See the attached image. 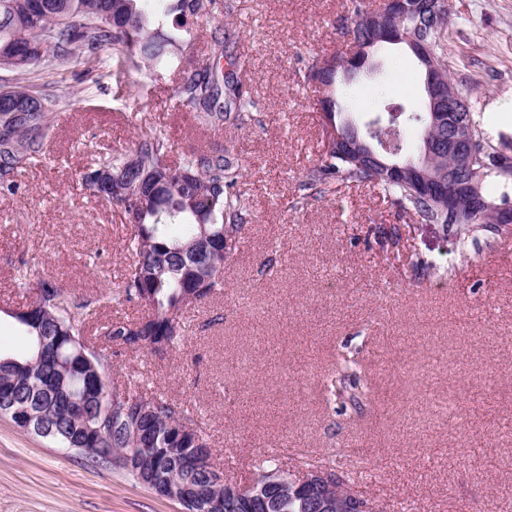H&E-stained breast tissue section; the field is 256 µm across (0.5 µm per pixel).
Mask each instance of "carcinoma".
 Returning a JSON list of instances; mask_svg holds the SVG:
<instances>
[{"instance_id": "1", "label": "carcinoma", "mask_w": 512, "mask_h": 512, "mask_svg": "<svg viewBox=\"0 0 512 512\" xmlns=\"http://www.w3.org/2000/svg\"><path fill=\"white\" fill-rule=\"evenodd\" d=\"M141 0H0V72L12 78L0 84V99L18 98L35 103L22 120L0 108V193H12L16 175L43 152L54 129L55 114L68 107L61 96L49 97L34 90L30 75L56 78L73 58L95 60L107 47L130 66L152 71L173 65L181 73L179 104L194 113L206 128L239 126L258 103L243 79H228L219 63L228 55L224 41L214 38L208 58L192 64L184 56L196 40L187 18L210 16L216 0H160L163 18L154 19L140 6ZM350 22L341 32L342 43H370L375 31L359 21L363 0L345 4ZM421 26L411 33L427 41L440 68L450 79L448 61L440 48L439 33L450 16L449 0H421ZM345 53L314 62L306 78L330 88L334 112L346 113V101L338 95L346 79L361 70L352 66L333 70L331 63L344 61ZM395 115L383 125L384 136L396 142L403 163L417 161L430 131L429 114L408 101H385L371 118ZM477 159L484 174L497 172L509 180L500 162L505 157L487 141L481 124L467 112ZM242 170L231 155L193 149L180 162L172 160L166 133L152 127L143 132L129 153L113 152L83 172L81 184L95 198L121 209L129 229L128 250L134 261L126 270L120 293L128 302L144 308L135 321L115 320L104 335L115 346L140 350L138 342H150L167 351L181 340L180 311L186 293L204 287L210 295L224 287L218 269L226 252H202L204 242L233 239L244 224L248 204L238 192ZM343 184L380 187L399 208L424 224L457 229L456 239L466 250L478 241V233L491 230L494 219L460 221L448 209L416 190L410 183L387 181L381 172L341 154L336 143L324 139L318 162L306 175L304 186L319 194ZM29 304L14 313L28 340L20 356L0 354V412L12 416L14 404H30L31 419L13 423L22 431L50 437L62 448L85 455L100 446L122 456L126 448H149L138 467L149 488L164 494L172 482L197 488L212 487L211 476L195 466L202 450L201 429H193L185 410L175 401L148 391L139 384L109 380L104 363L85 350L87 324L107 303L104 296L77 297L55 283L40 279L30 288ZM327 401L337 409L360 411L371 399V387L355 357H342L331 373ZM114 396L126 412L112 415V429L100 432L101 404Z\"/></svg>"}]
</instances>
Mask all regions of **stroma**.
I'll return each instance as SVG.
<instances>
[{
	"instance_id": "35a3bbf8",
	"label": "stroma",
	"mask_w": 512,
	"mask_h": 512,
	"mask_svg": "<svg viewBox=\"0 0 512 512\" xmlns=\"http://www.w3.org/2000/svg\"><path fill=\"white\" fill-rule=\"evenodd\" d=\"M442 33L453 83L486 136L512 153V0H450ZM344 0H230L189 18L204 58L231 34L250 60L246 82L261 110L244 126L205 128L174 106L178 70L75 59L52 92L68 97L43 155L0 194V349L19 348L12 310L26 305L23 274L72 295L104 296V326L137 318L119 293L127 229L116 206L80 185L108 151L163 129L173 155L196 144L233 150L249 215L224 262L220 293L189 305L182 340L162 354L123 351L129 376L184 405L210 437L224 476L273 466L336 472L373 512H512V231L483 233L464 251L453 233L423 224L377 190L341 186L304 197L324 139L308 65L335 54ZM347 84L355 117L380 99L419 101L422 72L401 45ZM437 272L416 275L417 261ZM352 352L374 383L363 412L329 407L322 379ZM486 397L446 408L449 392ZM0 512H183L128 473L20 431L0 416Z\"/></svg>"
}]
</instances>
